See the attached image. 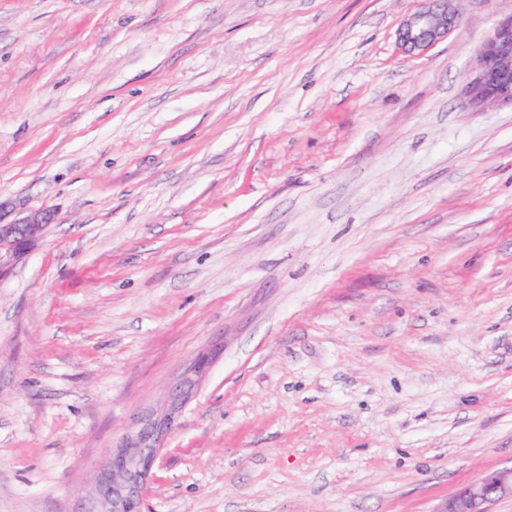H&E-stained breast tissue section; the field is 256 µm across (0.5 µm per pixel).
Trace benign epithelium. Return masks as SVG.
Masks as SVG:
<instances>
[{
  "label": "benign epithelium",
  "instance_id": "7a95c632",
  "mask_svg": "<svg viewBox=\"0 0 512 512\" xmlns=\"http://www.w3.org/2000/svg\"><path fill=\"white\" fill-rule=\"evenodd\" d=\"M421 8L397 30L401 48L419 55L448 37L459 25L453 0H421ZM473 104L512 103V20L498 26L483 44L477 69L468 82ZM48 209L17 211L0 200V278L35 245L39 233L52 223ZM185 393L162 417L148 423L112 451L99 494L109 505L105 512H142V490L152 476L163 439L177 426L178 410ZM512 497V467L485 472L464 484L443 512H488V506L504 496Z\"/></svg>",
  "mask_w": 512,
  "mask_h": 512
}]
</instances>
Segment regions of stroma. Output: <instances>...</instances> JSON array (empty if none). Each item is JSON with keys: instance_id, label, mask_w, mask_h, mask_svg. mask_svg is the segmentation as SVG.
<instances>
[{"instance_id": "1", "label": "stroma", "mask_w": 512, "mask_h": 512, "mask_svg": "<svg viewBox=\"0 0 512 512\" xmlns=\"http://www.w3.org/2000/svg\"><path fill=\"white\" fill-rule=\"evenodd\" d=\"M0 0V512H101L211 363L142 512H442L512 466V0ZM460 0H421V8L408 16L397 30L401 48L419 55L448 38L459 25V13L450 6ZM468 95L473 104L512 103V18L483 44ZM12 214L14 217L6 220ZM53 219L51 210L16 212L10 202L0 199V278L33 248L39 233ZM180 388L183 390L178 402L167 413L127 437L123 446L112 451L99 486L103 503L110 507L101 512H142V490L152 476L163 439L177 426L178 410L186 392L182 384Z\"/></svg>"}]
</instances>
